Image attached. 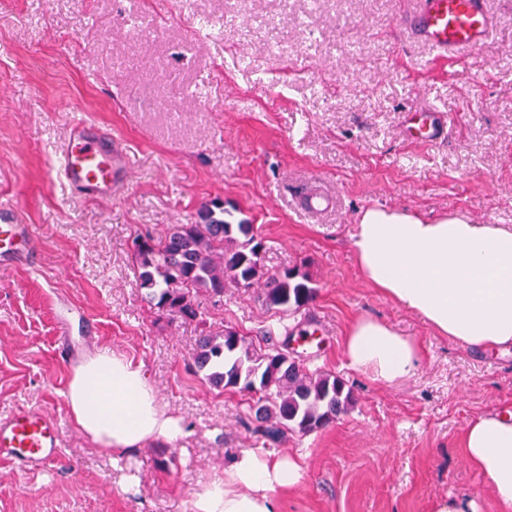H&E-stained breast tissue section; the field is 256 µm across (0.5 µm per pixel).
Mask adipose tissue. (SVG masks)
Masks as SVG:
<instances>
[{"label":"adipose tissue","mask_w":512,"mask_h":512,"mask_svg":"<svg viewBox=\"0 0 512 512\" xmlns=\"http://www.w3.org/2000/svg\"><path fill=\"white\" fill-rule=\"evenodd\" d=\"M351 247L363 280L438 335L480 352L512 347L511 227L369 208L354 227ZM343 356L346 368L382 385L412 376L420 363L410 338L370 317L350 324ZM65 397L75 426L106 455L188 434L183 419L161 405L142 365L109 347L73 364ZM463 447L500 512H512V412L475 418ZM302 474V461L242 451L223 477L197 488L192 512H279L276 491L295 487Z\"/></svg>","instance_id":"adipose-tissue-1"}]
</instances>
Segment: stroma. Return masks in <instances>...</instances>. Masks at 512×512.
<instances>
[{
    "mask_svg": "<svg viewBox=\"0 0 512 512\" xmlns=\"http://www.w3.org/2000/svg\"><path fill=\"white\" fill-rule=\"evenodd\" d=\"M414 0H0V204L38 235L33 258L0 267V417L39 408L59 424V458L26 475L0 460V512H191L199 483L252 450L302 459L279 512H429L439 497L498 512L461 448L469 421L512 409V349L482 353L436 335L362 279L350 236L362 211L400 208L512 225V0H488L489 43L465 63L437 58L403 22ZM154 22L133 37L131 20ZM219 33H198L199 19ZM451 112L442 142L402 134L411 111ZM102 124L128 152L109 199L57 173L72 118ZM330 192L331 211L302 208ZM215 202L255 224L264 266L309 274L313 300L280 321L257 290L200 297L190 321L145 299L134 238L192 224ZM95 323L73 340L142 363L189 434L100 455L76 429L65 391L61 307ZM369 316L414 340L416 372L384 386L348 370L350 322ZM317 331L314 359L283 325ZM237 329L342 379L355 401L326 428L271 441L250 398L191 370L204 330Z\"/></svg>",
    "mask_w": 512,
    "mask_h": 512,
    "instance_id": "1",
    "label": "stroma"
}]
</instances>
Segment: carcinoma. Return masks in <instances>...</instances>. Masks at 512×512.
I'll use <instances>...</instances> for the list:
<instances>
[{"mask_svg":"<svg viewBox=\"0 0 512 512\" xmlns=\"http://www.w3.org/2000/svg\"><path fill=\"white\" fill-rule=\"evenodd\" d=\"M222 207L203 206L195 224H174L163 236L140 237L134 259L148 302L189 319L205 315L197 297L218 303L226 288H258L263 304L284 318L314 297L312 279L298 270L271 271L261 263L263 242L254 225L233 222ZM193 367L210 386L250 395L263 435L316 432L345 414L352 391L330 374L309 372L287 354L256 347L235 328L200 336Z\"/></svg>","mask_w":512,"mask_h":512,"instance_id":"1","label":"carcinoma"}]
</instances>
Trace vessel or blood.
Returning a JSON list of instances; mask_svg holds the SVG:
<instances>
[{"label":"vessel or blood","mask_w":512,"mask_h":512,"mask_svg":"<svg viewBox=\"0 0 512 512\" xmlns=\"http://www.w3.org/2000/svg\"><path fill=\"white\" fill-rule=\"evenodd\" d=\"M488 0H417L408 25L414 38L445 59L457 60L482 48L492 32ZM449 115L434 109L415 113L405 127L407 136L423 143L443 138ZM64 182L90 198H111L126 182V153L111 134L84 121L70 125L59 156ZM36 236L32 224L13 220L12 208L0 206V265L26 260ZM60 431L46 411L19 408L0 418V459L21 472L46 467L60 454Z\"/></svg>","instance_id":"1"}]
</instances>
